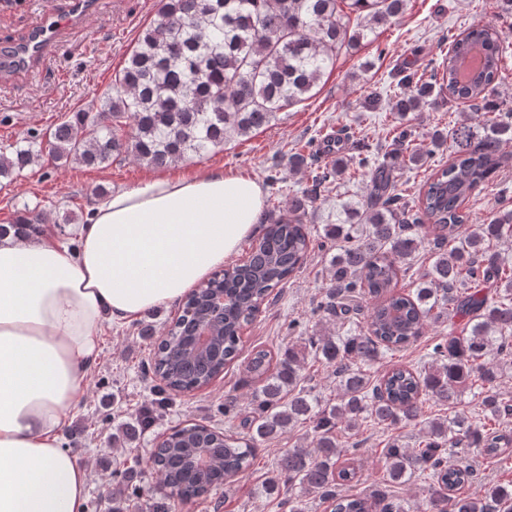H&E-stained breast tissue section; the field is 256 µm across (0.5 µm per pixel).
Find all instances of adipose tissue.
<instances>
[{
  "label": "adipose tissue",
  "mask_w": 512,
  "mask_h": 512,
  "mask_svg": "<svg viewBox=\"0 0 512 512\" xmlns=\"http://www.w3.org/2000/svg\"><path fill=\"white\" fill-rule=\"evenodd\" d=\"M262 213L255 179L152 173L94 207L75 246L0 239V512H83L88 472L60 433L99 330L179 301Z\"/></svg>",
  "instance_id": "ef3b65f1"
}]
</instances>
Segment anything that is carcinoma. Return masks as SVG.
I'll use <instances>...</instances> for the list:
<instances>
[{
	"label": "carcinoma",
	"mask_w": 512,
	"mask_h": 512,
	"mask_svg": "<svg viewBox=\"0 0 512 512\" xmlns=\"http://www.w3.org/2000/svg\"><path fill=\"white\" fill-rule=\"evenodd\" d=\"M406 0H158L157 19L137 39L113 87L89 107L64 120L48 143L58 161L99 168L131 156L164 168L203 158L235 137H248L278 114L311 98L339 51L371 42L376 28L399 16ZM506 33L492 24L469 27L451 37L448 53L428 67L402 68L394 80L412 94L396 100L403 118L431 99L448 96L482 108L483 135L472 142L470 128L452 132L456 150L448 166L419 183L413 204L401 205L391 159L418 165L424 152L403 122L390 134L383 155L366 145L350 153L341 144L328 160L306 143L283 156L268 174L270 195L283 191L285 172L308 173L300 194L281 208L268 209L264 234L251 243L250 263L230 264L201 281L184 297L182 314L167 329L168 343L154 353L152 373L158 393L189 392L208 386L240 356L241 324L254 318L270 292L298 271L314 237L307 227L310 208L336 180L366 177L367 198L336 204V220L324 225L320 247L336 246L330 284L317 311L350 326L348 336H311L314 357L331 369L337 398L326 399L300 385L301 360L290 348L276 358L261 348L247 357L245 370L257 383L254 415L243 436L205 433L198 426L173 432L162 457L151 465L156 492L150 512H173L230 483L254 465L257 446L288 430L314 423L312 448H284L263 491L299 486L334 502V512H372V497L341 494L356 469L342 462L343 440L358 448L362 426L395 427L419 419L429 401L453 406L464 388H480L478 410L456 411L425 423L410 444L399 438L385 448V478L424 483L431 512H512V482L485 489L480 499L461 489L479 472L470 451L512 456V433L501 429L512 418V402L499 390L500 365L493 356L512 355V264L490 243L512 239V210H497L481 224L470 223L466 204L479 187L498 177L512 157L502 145L512 142V115L495 111L490 100L503 76ZM481 44L486 51L471 75L460 73L466 57ZM42 143L24 138L12 154L0 155V177L7 178L38 161ZM44 218L24 210L0 224V238L40 233ZM434 235L435 260L419 274L413 291H396L398 260H408ZM208 288L224 289V316L214 323L216 341L209 354L186 363L180 325L204 313L199 298ZM372 301L365 321L361 302ZM466 320L454 335V318ZM448 319V340L433 346L421 367L382 365L386 354L401 351L420 336L424 322ZM155 416L121 427L130 441L152 427ZM212 448L209 466L191 464L193 447Z\"/></svg>",
	"instance_id": "cac0c4a2"
}]
</instances>
